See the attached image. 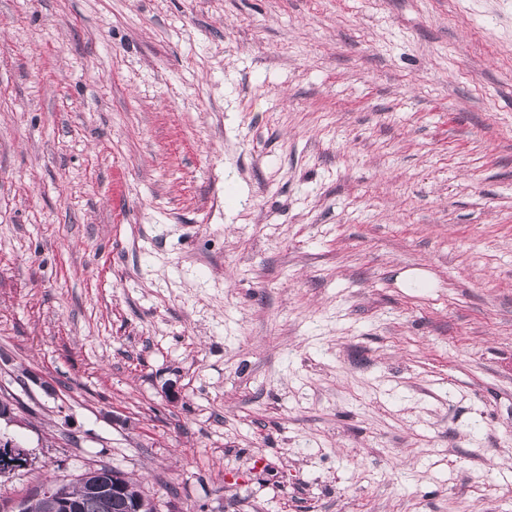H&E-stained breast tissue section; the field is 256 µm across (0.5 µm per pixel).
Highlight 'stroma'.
I'll return each instance as SVG.
<instances>
[{
  "mask_svg": "<svg viewBox=\"0 0 512 512\" xmlns=\"http://www.w3.org/2000/svg\"><path fill=\"white\" fill-rule=\"evenodd\" d=\"M0 398V512H512V0H0ZM19 445L9 438L0 437V474L14 473L31 465L32 459L28 449L17 448ZM20 453L19 456L17 454ZM14 458V460H12ZM93 471L95 473V478ZM113 477L114 481L112 482ZM95 479L101 486L106 488L101 487ZM121 479V476H114V469L103 465L92 470L85 471L80 475V484L83 491L88 495L82 491V488L77 482L68 484L61 483V489L63 491H67L70 496L78 499L80 504L74 498L60 492L55 485L59 484L57 481H49L48 483L55 484L44 485L39 494V498L41 499H35L32 506V512H50L46 509L44 500L50 504L52 512H78V510L79 512H143L145 510L144 500L134 499L131 504L133 498H147L140 489V486L136 481L125 476V481L128 485L129 491L126 496L122 497L127 490ZM111 484L112 486H110ZM90 495L99 496L104 501L109 498L110 500L106 505H104L99 498Z\"/></svg>",
  "mask_w": 512,
  "mask_h": 512,
  "instance_id": "35a3bbf8",
  "label": "stroma"
}]
</instances>
